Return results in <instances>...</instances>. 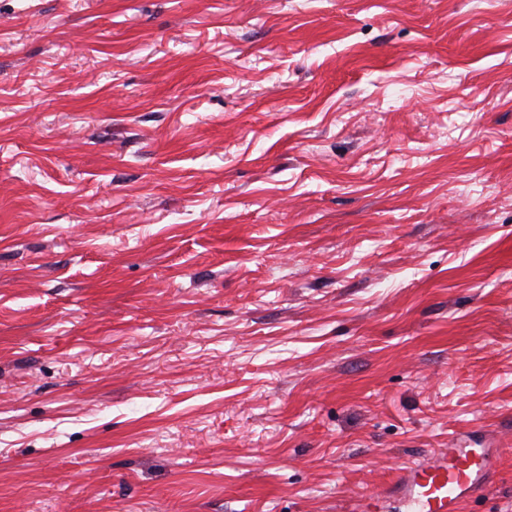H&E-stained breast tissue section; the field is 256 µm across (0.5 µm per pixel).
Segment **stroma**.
I'll use <instances>...</instances> for the list:
<instances>
[{"label":"stroma","instance_id":"stroma-1","mask_svg":"<svg viewBox=\"0 0 512 512\" xmlns=\"http://www.w3.org/2000/svg\"><path fill=\"white\" fill-rule=\"evenodd\" d=\"M461 444L512 512V0H0V512Z\"/></svg>","mask_w":512,"mask_h":512}]
</instances>
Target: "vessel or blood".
<instances>
[{"label": "vessel or blood", "mask_w": 512, "mask_h": 512, "mask_svg": "<svg viewBox=\"0 0 512 512\" xmlns=\"http://www.w3.org/2000/svg\"><path fill=\"white\" fill-rule=\"evenodd\" d=\"M495 448H443L402 467L388 487L358 497L344 512H460L492 485Z\"/></svg>", "instance_id": "b4317fda"}]
</instances>
